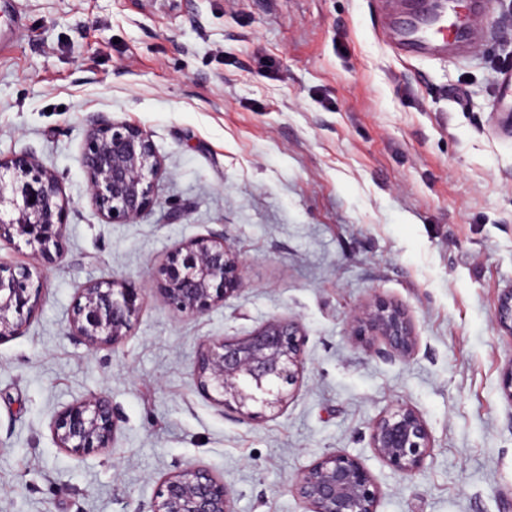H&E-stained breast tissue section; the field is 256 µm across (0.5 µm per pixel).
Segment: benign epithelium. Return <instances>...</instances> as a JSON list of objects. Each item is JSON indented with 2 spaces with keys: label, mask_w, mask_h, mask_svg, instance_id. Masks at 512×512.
I'll use <instances>...</instances> for the list:
<instances>
[{
  "label": "benign epithelium",
  "mask_w": 512,
  "mask_h": 512,
  "mask_svg": "<svg viewBox=\"0 0 512 512\" xmlns=\"http://www.w3.org/2000/svg\"><path fill=\"white\" fill-rule=\"evenodd\" d=\"M82 162L89 176L91 200L109 219H131L150 204L153 179L160 161L142 130L97 117L88 134ZM65 201L56 177L32 154L8 165L0 162V243L21 239L42 255L58 245ZM14 214L6 220L4 208ZM162 291L177 312L197 314L225 301L239 290V262L225 246L224 235L198 237L173 251L165 266ZM28 267L0 265V339L14 335L33 312L38 294L31 292ZM137 293L114 279L91 282L80 289L70 326L78 341L89 347L115 344L138 315ZM496 320L512 333V289L501 295ZM354 333L384 353L406 357L417 336L403 305L380 300L355 317ZM303 334L299 324L273 317L252 333L222 337L204 344L198 353L195 377L199 390L224 409L251 420L264 410L287 402L285 386L299 377ZM117 430L108 399L94 395L60 414L52 424L60 448L87 455L110 447ZM372 448L394 469L419 470L430 448L426 422L413 408L401 405L373 423ZM292 492L309 512H377L378 487L363 465L345 453H330L302 471ZM150 512H233L224 481L208 470L190 467L167 476Z\"/></svg>",
  "instance_id": "1"
}]
</instances>
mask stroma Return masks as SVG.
<instances>
[{
  "label": "stroma",
  "mask_w": 512,
  "mask_h": 512,
  "mask_svg": "<svg viewBox=\"0 0 512 512\" xmlns=\"http://www.w3.org/2000/svg\"><path fill=\"white\" fill-rule=\"evenodd\" d=\"M25 25L0 53V159L33 154L66 205L61 255L0 245L40 303L0 340V512H149L189 466L223 480L234 512H309L291 491L325 455L358 459L377 512H512V0H489L477 38L401 54L397 30L429 0H20ZM101 115L146 132L161 168L133 219L93 205L82 154ZM220 233L243 286L193 315L157 281L176 248ZM115 279L140 310L118 344L91 348L69 323L80 289ZM401 303L418 336L405 359L356 339L352 315ZM300 323L299 380L256 422L203 395L209 340L272 317ZM92 395L117 420L112 448H59L55 417ZM400 405L430 432L406 475L371 446Z\"/></svg>",
  "instance_id": "obj_1"
}]
</instances>
